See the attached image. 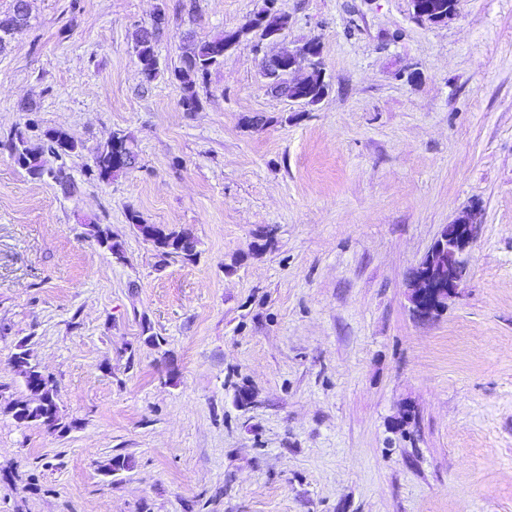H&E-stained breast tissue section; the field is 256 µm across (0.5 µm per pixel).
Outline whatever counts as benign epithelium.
<instances>
[{
  "instance_id": "benign-epithelium-1",
  "label": "benign epithelium",
  "mask_w": 512,
  "mask_h": 512,
  "mask_svg": "<svg viewBox=\"0 0 512 512\" xmlns=\"http://www.w3.org/2000/svg\"><path fill=\"white\" fill-rule=\"evenodd\" d=\"M414 14L422 22H440L438 12L431 0H411ZM306 70L307 75L288 83L291 92L288 100L307 105L311 75H323L320 54L307 46H298L263 59L262 73L268 93H277L276 83L284 74ZM477 224L466 214L454 223L446 225L431 250L416 270L411 289L410 303L413 311L421 317H429L440 311L448 299L455 294L466 275L467 267L463 254L475 237Z\"/></svg>"
}]
</instances>
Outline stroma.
<instances>
[{
    "label": "stroma",
    "instance_id": "35a3bbf8",
    "mask_svg": "<svg viewBox=\"0 0 512 512\" xmlns=\"http://www.w3.org/2000/svg\"><path fill=\"white\" fill-rule=\"evenodd\" d=\"M29 5L0 139L33 119L79 148L47 161L70 195L0 154V512H512V0L438 25L410 0H276L279 42L245 33L194 112L182 57L263 0ZM160 12L147 83L132 34ZM312 38L330 87L302 109L261 61ZM115 134L136 165L90 178ZM466 211L468 273L417 317L415 271ZM23 350L64 428L4 413L31 395ZM131 221L133 224H137L136 227L142 236L151 241L163 256H169L171 253L177 252H180L182 257L188 260L195 256L190 234L184 231L166 233L165 229L156 224H140L136 215H131Z\"/></svg>",
    "mask_w": 512,
    "mask_h": 512
}]
</instances>
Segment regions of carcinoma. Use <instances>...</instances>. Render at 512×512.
Listing matches in <instances>:
<instances>
[{
  "label": "carcinoma",
  "mask_w": 512,
  "mask_h": 512,
  "mask_svg": "<svg viewBox=\"0 0 512 512\" xmlns=\"http://www.w3.org/2000/svg\"><path fill=\"white\" fill-rule=\"evenodd\" d=\"M29 9L26 0H15L12 14L0 21V52L6 47L8 37L22 31L28 26ZM165 23V17L157 15L152 29H138L133 34V49L141 65L142 74L146 82L150 83L157 77V62L155 56L156 32L160 31ZM228 32L205 40L195 46L189 55L185 56L181 65L174 70V77L181 88L180 106L185 112H194L199 108L200 99L197 93V84L207 81L211 71L224 62V40ZM16 166L24 170L32 178L50 175L66 193L75 190L76 185L61 165L55 170H46L45 154H53L62 159L78 149V144L65 131L59 129L47 130L43 136L34 139L27 131L17 129L0 142ZM137 154L123 136H115L98 151L93 166L87 175L94 176L101 181H109L112 177L136 164ZM132 223L141 232L142 236L151 241L168 256L172 253H181L185 259L195 256L194 245L190 234L182 231H170L156 224H141L136 215H131ZM94 231L98 243L118 260L124 259L120 244L112 241L109 229L95 226ZM25 383L29 390L38 395V400L12 399L6 404L4 411L11 414L19 424L39 422L50 429L61 427L57 405L54 401V389L50 380L43 375L35 373L24 374Z\"/></svg>",
  "instance_id": "1"
}]
</instances>
